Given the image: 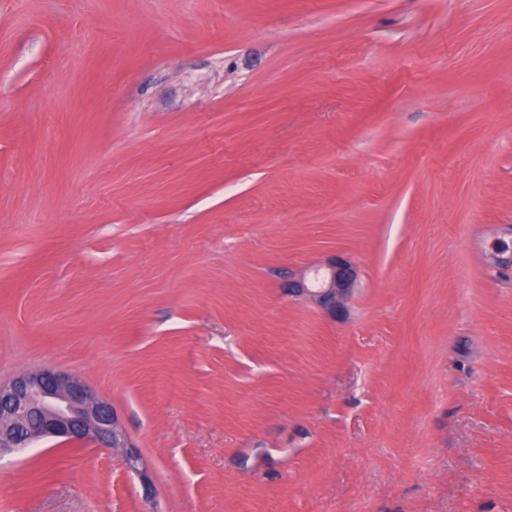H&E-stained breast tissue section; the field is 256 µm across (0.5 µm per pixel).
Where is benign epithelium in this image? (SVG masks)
I'll return each instance as SVG.
<instances>
[{
  "label": "benign epithelium",
  "instance_id": "1",
  "mask_svg": "<svg viewBox=\"0 0 512 512\" xmlns=\"http://www.w3.org/2000/svg\"><path fill=\"white\" fill-rule=\"evenodd\" d=\"M357 278L351 262L334 258L312 267L308 278L290 288L335 317L343 312L342 301ZM44 440L59 446L94 440L103 448L128 447L112 406L95 397L79 377L51 367L0 383V458L23 454Z\"/></svg>",
  "mask_w": 512,
  "mask_h": 512
}]
</instances>
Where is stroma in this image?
Segmentation results:
<instances>
[{
  "label": "stroma",
  "mask_w": 512,
  "mask_h": 512,
  "mask_svg": "<svg viewBox=\"0 0 512 512\" xmlns=\"http://www.w3.org/2000/svg\"><path fill=\"white\" fill-rule=\"evenodd\" d=\"M497 240L512 0H0V382L130 443L1 457L0 505L512 512ZM336 256L333 318L288 284Z\"/></svg>",
  "instance_id": "stroma-1"
}]
</instances>
